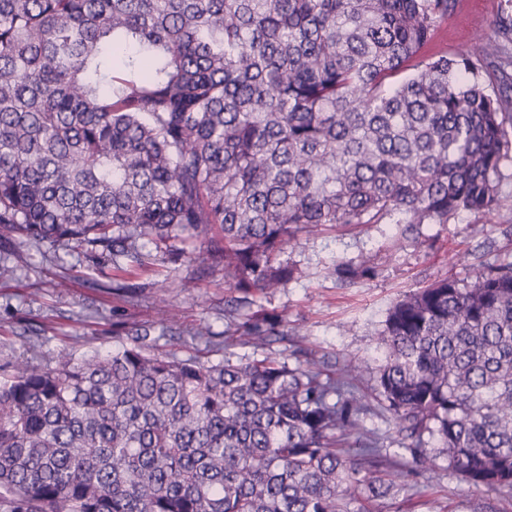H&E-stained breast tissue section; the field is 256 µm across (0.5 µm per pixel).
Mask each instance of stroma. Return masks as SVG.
Instances as JSON below:
<instances>
[{"label": "stroma", "mask_w": 512, "mask_h": 512, "mask_svg": "<svg viewBox=\"0 0 512 512\" xmlns=\"http://www.w3.org/2000/svg\"><path fill=\"white\" fill-rule=\"evenodd\" d=\"M510 18L512 0H459L421 55L460 52L479 34L496 39L499 25ZM423 231L434 236L433 245L403 246L391 261L380 263L374 278L345 288L326 274V266L384 249L391 241L390 225L303 236L285 256L304 271V278L258 298L264 312L285 316L297 330L273 343L270 353L287 358L302 347L339 365L354 359L362 363L365 378H372L381 357L377 333L397 300L438 278L468 283L483 267L512 262V178L504 181L493 211L428 224ZM1 259L16 271L12 279L0 281V361L10 348L19 346L29 327L40 330L44 352L67 348L80 353L101 346L116 348L117 321L157 324L172 313L181 333L160 337L156 351L182 358L205 353L203 346L192 343L190 331L207 326L220 335L227 326L224 303L233 291L225 286L223 273L185 287L191 268L184 259L153 262L148 271L131 278L82 247L56 250L45 244L1 241ZM130 280L139 286L135 298L123 300L112 294V286ZM417 482L416 490L402 488L382 499L378 512H512V501L502 499L496 490L470 488L445 467L433 477L418 476Z\"/></svg>", "instance_id": "1"}]
</instances>
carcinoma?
Instances as JSON below:
<instances>
[{"instance_id":"1","label":"carcinoma","mask_w":512,"mask_h":512,"mask_svg":"<svg viewBox=\"0 0 512 512\" xmlns=\"http://www.w3.org/2000/svg\"><path fill=\"white\" fill-rule=\"evenodd\" d=\"M457 0H0V240L76 244L142 269L150 245L251 308L302 277L304 235L425 224L499 205L512 161V20L453 57L418 59ZM496 72L498 89L484 74ZM372 255L332 261L345 285ZM130 344L0 363V512H375L437 469L512 500V263L396 302L362 368L264 349L260 310L216 361ZM396 425L410 458L363 432ZM360 449L367 466L351 460Z\"/></svg>"}]
</instances>
